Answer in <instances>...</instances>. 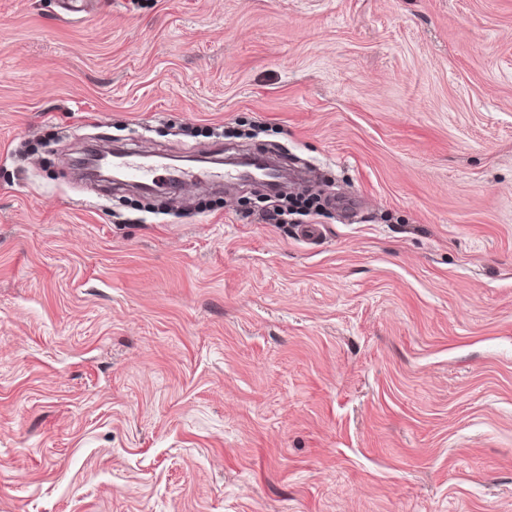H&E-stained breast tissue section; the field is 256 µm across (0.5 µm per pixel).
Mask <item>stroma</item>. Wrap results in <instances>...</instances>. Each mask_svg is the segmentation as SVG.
Wrapping results in <instances>:
<instances>
[{
    "label": "stroma",
    "mask_w": 512,
    "mask_h": 512,
    "mask_svg": "<svg viewBox=\"0 0 512 512\" xmlns=\"http://www.w3.org/2000/svg\"><path fill=\"white\" fill-rule=\"evenodd\" d=\"M93 2L0 0V512H512V0ZM137 154L132 152L119 153L114 155V163L121 168L127 177L141 181L156 184L160 165H147L136 159Z\"/></svg>",
    "instance_id": "35a3bbf8"
}]
</instances>
